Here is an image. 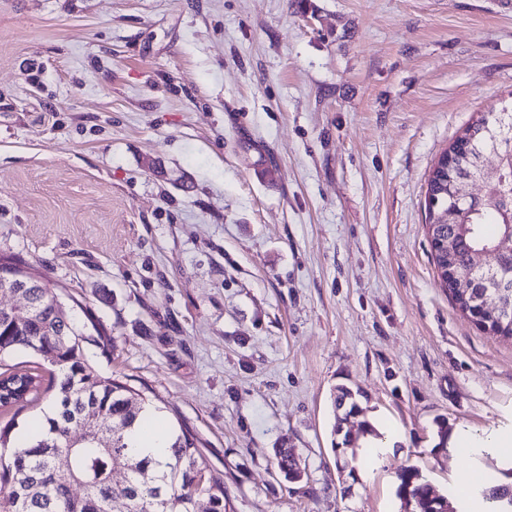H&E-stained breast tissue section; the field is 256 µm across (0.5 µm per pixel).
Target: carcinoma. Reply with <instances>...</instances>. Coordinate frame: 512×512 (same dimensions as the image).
Segmentation results:
<instances>
[{"mask_svg":"<svg viewBox=\"0 0 512 512\" xmlns=\"http://www.w3.org/2000/svg\"><path fill=\"white\" fill-rule=\"evenodd\" d=\"M488 123L497 125V118L483 116L465 129L458 154L487 137ZM508 224L501 205L491 198L472 211L465 228H441L453 234L455 255L465 263L472 249L506 242ZM27 292L35 303L30 319L17 325L0 318V407L22 410L45 400L49 411L34 416L20 432L13 419L0 427V512H226L224 478L208 468L202 443L188 428L174 431L160 473L152 459L129 454V436L149 414L146 398L94 363L89 346L98 342L86 334L61 294L47 288ZM57 300L65 305L64 320ZM22 352L43 362L28 369L6 366V359ZM90 418L101 422L100 434L70 442V431ZM57 455L68 458L66 469H52ZM277 464L286 476L299 467L286 448L277 450ZM119 465L127 478L115 483L112 474ZM399 480L396 494L412 503L414 512H441L418 470H404ZM477 492L495 504V512H512V487L497 484L495 476H487Z\"/></svg>","mask_w":512,"mask_h":512,"instance_id":"obj_1","label":"carcinoma"}]
</instances>
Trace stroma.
<instances>
[{
    "label": "stroma",
    "mask_w": 512,
    "mask_h": 512,
    "mask_svg": "<svg viewBox=\"0 0 512 512\" xmlns=\"http://www.w3.org/2000/svg\"><path fill=\"white\" fill-rule=\"evenodd\" d=\"M511 98L503 0H0V254L197 434L228 512H412L407 468L456 505L458 471L512 473L473 446L512 432V338L441 287L427 183ZM340 384L396 442L337 459Z\"/></svg>",
    "instance_id": "1"
}]
</instances>
